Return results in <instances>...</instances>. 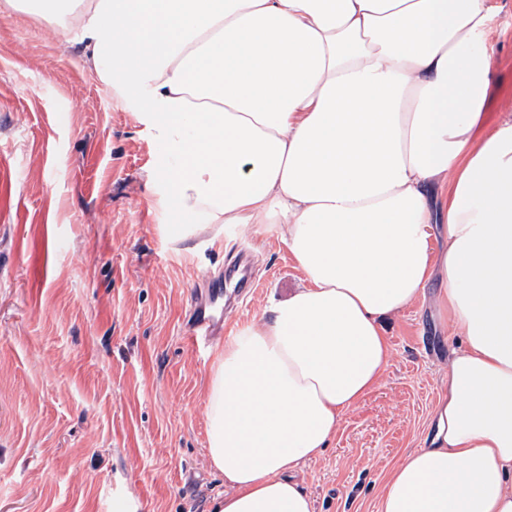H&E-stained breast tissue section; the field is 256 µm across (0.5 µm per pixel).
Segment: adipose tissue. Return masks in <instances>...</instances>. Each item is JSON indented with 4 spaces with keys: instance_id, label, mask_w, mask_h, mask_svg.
I'll return each instance as SVG.
<instances>
[{
    "instance_id": "adipose-tissue-1",
    "label": "adipose tissue",
    "mask_w": 512,
    "mask_h": 512,
    "mask_svg": "<svg viewBox=\"0 0 512 512\" xmlns=\"http://www.w3.org/2000/svg\"><path fill=\"white\" fill-rule=\"evenodd\" d=\"M17 5L64 17L86 65L176 151L162 177L200 219L186 239L276 229L301 273L210 371L217 512H314L292 473L378 385L384 319L434 278L460 347L378 512H512V117L477 131L487 0Z\"/></svg>"
}]
</instances>
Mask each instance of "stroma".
I'll return each mask as SVG.
<instances>
[{"instance_id":"35a3bbf8","label":"stroma","mask_w":512,"mask_h":512,"mask_svg":"<svg viewBox=\"0 0 512 512\" xmlns=\"http://www.w3.org/2000/svg\"><path fill=\"white\" fill-rule=\"evenodd\" d=\"M73 33L0 0V512H213L206 387L214 353L182 330L205 275L250 250L260 321L299 272L275 230L179 242L182 208L151 130L88 70ZM490 40L481 131L512 114V0ZM437 283L385 322L390 364L295 479L315 512H377L422 446L459 336Z\"/></svg>"}]
</instances>
